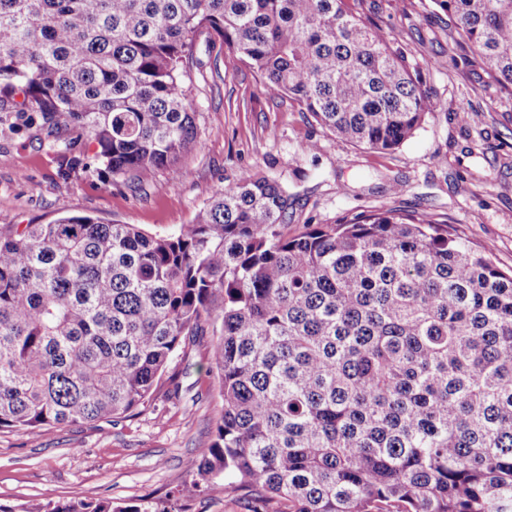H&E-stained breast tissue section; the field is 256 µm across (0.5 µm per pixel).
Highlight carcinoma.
Returning <instances> with one entry per match:
<instances>
[{"label": "carcinoma", "instance_id": "obj_1", "mask_svg": "<svg viewBox=\"0 0 512 512\" xmlns=\"http://www.w3.org/2000/svg\"><path fill=\"white\" fill-rule=\"evenodd\" d=\"M431 2L512 95V0ZM203 28L356 146L395 151L437 109L346 0H0V134L21 94L63 177L188 176L181 63ZM291 208L244 171L169 236L84 215L1 225L0 430L134 414L206 323L224 410L195 486L231 478L250 512H512V274L431 212L292 233ZM0 512L186 509L173 492ZM59 134L64 138H72L78 142L80 148L85 152L86 155L92 157L98 150L97 143L89 137L84 131L78 126L72 123L65 122L64 120L59 121Z\"/></svg>", "mask_w": 512, "mask_h": 512}]
</instances>
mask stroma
Here are the masks:
<instances>
[{
  "label": "stroma",
  "mask_w": 512,
  "mask_h": 512,
  "mask_svg": "<svg viewBox=\"0 0 512 512\" xmlns=\"http://www.w3.org/2000/svg\"><path fill=\"white\" fill-rule=\"evenodd\" d=\"M350 10L391 33L439 111L395 152L347 143L288 98L266 95L255 72L211 30H201L186 94L193 104L197 146L172 169L147 171L139 187L121 177L104 182L95 168L58 175L41 121L0 135V225L45 224L68 214L135 224L168 235L192 223L217 190L249 170L278 180L295 199L298 224H332L363 211H428L491 259L512 270V96L482 71L452 35L432 0H347ZM478 111L465 123L456 103ZM313 142L312 152L302 151ZM400 193H392L393 182ZM191 364L173 362L178 397L158 390L126 419L40 432L0 430V503L21 505L51 494L131 503L182 490L190 512H246L233 486L201 493L192 485L197 455L209 445L222 399L208 377V347Z\"/></svg>",
  "instance_id": "obj_1"
}]
</instances>
